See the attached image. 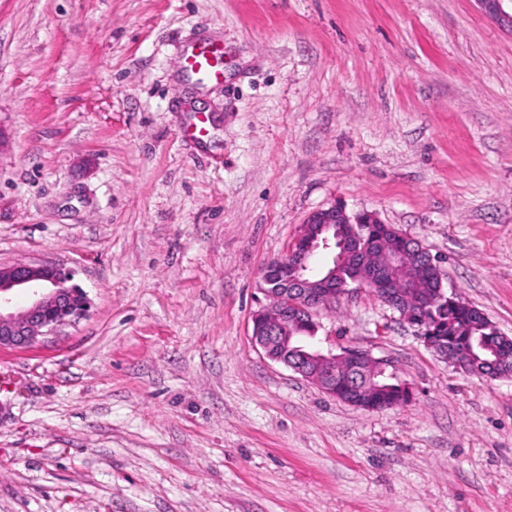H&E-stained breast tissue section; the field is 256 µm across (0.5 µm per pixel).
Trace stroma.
Returning <instances> with one entry per match:
<instances>
[{
  "label": "stroma",
  "mask_w": 512,
  "mask_h": 512,
  "mask_svg": "<svg viewBox=\"0 0 512 512\" xmlns=\"http://www.w3.org/2000/svg\"><path fill=\"white\" fill-rule=\"evenodd\" d=\"M200 41L223 81L184 72ZM0 125V263L91 300L0 352V512H512V376L364 289L313 344L389 359L408 404L356 409L252 338L263 266L334 205L512 337V31L478 0H0Z\"/></svg>",
  "instance_id": "35a3bbf8"
}]
</instances>
